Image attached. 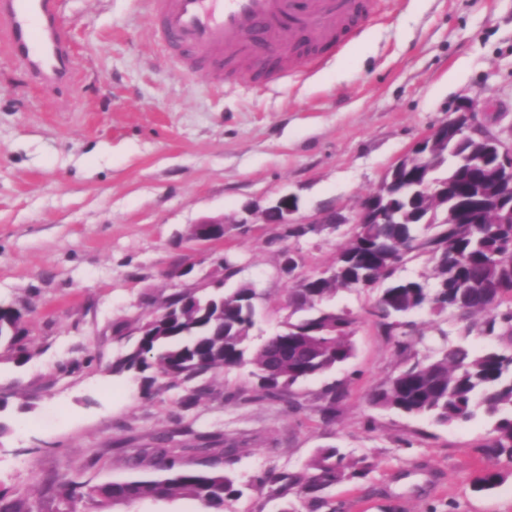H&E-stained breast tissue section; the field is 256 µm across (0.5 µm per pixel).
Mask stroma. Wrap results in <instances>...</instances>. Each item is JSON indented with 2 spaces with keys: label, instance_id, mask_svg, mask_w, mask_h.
Returning <instances> with one entry per match:
<instances>
[{
  "label": "stroma",
  "instance_id": "1",
  "mask_svg": "<svg viewBox=\"0 0 512 512\" xmlns=\"http://www.w3.org/2000/svg\"><path fill=\"white\" fill-rule=\"evenodd\" d=\"M61 20L71 84L39 86L0 44V304L24 312L29 351L0 349V493L31 512H197L187 497L103 509L64 499L65 477L93 487L159 476L128 459L166 433L178 466L222 472L240 489L224 512H306L254 479L304 474L329 447L372 469L328 489L320 512H512V463L501 462L495 490L472 487L483 420L439 425L369 406L400 363L374 314L381 285L325 300L357 316L355 353L279 402L247 400L246 366L199 377L208 391L189 409L183 383L112 371L151 312L227 255L258 294L255 337L280 328L294 284L278 271V229L240 233L242 205L291 193L302 213L353 215L387 167L468 98L487 131L511 142L512 0H380L342 50L267 88L244 58L220 83L177 66L153 38L148 0H62ZM216 215L223 241L194 239L197 221ZM350 230L321 224L291 241L303 275L333 266ZM413 320L421 359L449 343L499 344L447 314ZM330 385L344 396L327 419ZM203 435L219 450L196 453Z\"/></svg>",
  "mask_w": 512,
  "mask_h": 512
}]
</instances>
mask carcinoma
I'll list each match as a JSON object with an SVG mask.
<instances>
[{"instance_id": "1", "label": "carcinoma", "mask_w": 512, "mask_h": 512, "mask_svg": "<svg viewBox=\"0 0 512 512\" xmlns=\"http://www.w3.org/2000/svg\"><path fill=\"white\" fill-rule=\"evenodd\" d=\"M471 145L458 141L432 161L430 178L448 191V206L464 197L479 196L478 183L468 164ZM419 176L408 175L391 197V209L403 217L401 224H357L339 247L335 274L305 281L292 300L307 315L287 321L262 341L252 344L251 330L258 316L254 288L245 283L224 296L202 299L177 292L139 328L135 346L112 365V372L155 370L174 381H189L216 368L251 367L255 378L250 399H282L299 381L324 374L346 363L354 354L355 316L347 311L320 307L324 298L340 289L361 288L387 282L374 314L396 338L405 365L369 396L372 406L410 416L427 417L440 425L459 424L482 414L488 421V439L481 448L490 465L475 478L479 491L496 488L503 475L497 465L512 462V349H477L448 344L426 361L411 360L416 313L451 314L467 333L481 338L503 336L512 342V224H485L479 213L469 212L452 224H423L438 217L427 198L415 192ZM433 229L429 255L432 281L395 277L403 254L414 249L421 228ZM25 330L23 313L0 305V345L18 355ZM343 392L332 385L323 392L335 413ZM156 466L167 472L162 479L134 478L87 489L75 480L62 482L70 501L91 497L101 507L114 499L136 502L147 498L189 497L208 512H224L226 502L240 495L233 480L219 472L183 469L171 450L157 451ZM370 471L365 460H353L336 448L319 450L301 477L272 470L258 477L259 488L275 495L294 494L305 505L324 503L323 492L338 483L364 478Z\"/></svg>"}]
</instances>
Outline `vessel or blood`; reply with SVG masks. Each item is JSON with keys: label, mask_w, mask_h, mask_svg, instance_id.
Listing matches in <instances>:
<instances>
[{"label": "vessel or blood", "mask_w": 512, "mask_h": 512, "mask_svg": "<svg viewBox=\"0 0 512 512\" xmlns=\"http://www.w3.org/2000/svg\"><path fill=\"white\" fill-rule=\"evenodd\" d=\"M373 10V0H151L156 36L187 68L200 66L218 77L226 60L238 55L259 59L268 46H293L287 69H272V80L301 72V39L343 47L357 21ZM59 14L60 0H0V43L15 64L49 88L73 74Z\"/></svg>", "instance_id": "b4317fda"}]
</instances>
